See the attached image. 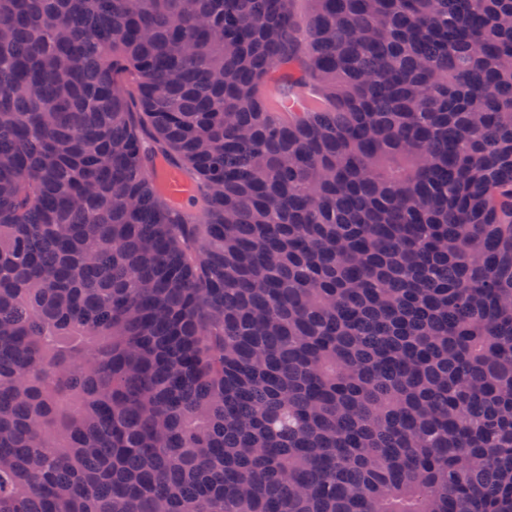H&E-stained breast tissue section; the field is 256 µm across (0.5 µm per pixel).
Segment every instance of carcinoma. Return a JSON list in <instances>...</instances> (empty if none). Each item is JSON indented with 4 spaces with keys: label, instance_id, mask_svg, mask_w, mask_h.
<instances>
[{
    "label": "carcinoma",
    "instance_id": "cac0c4a2",
    "mask_svg": "<svg viewBox=\"0 0 512 512\" xmlns=\"http://www.w3.org/2000/svg\"><path fill=\"white\" fill-rule=\"evenodd\" d=\"M308 2L0 0V512H512V0ZM165 192L173 203L185 205L196 194V188L178 168L169 167L165 178Z\"/></svg>",
    "mask_w": 512,
    "mask_h": 512
}]
</instances>
